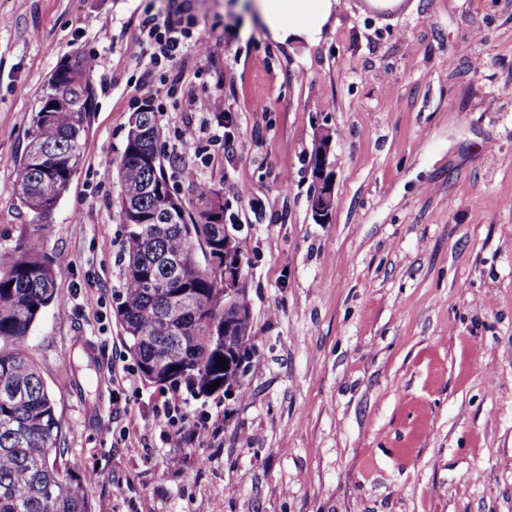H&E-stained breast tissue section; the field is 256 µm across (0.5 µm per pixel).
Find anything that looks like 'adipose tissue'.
Listing matches in <instances>:
<instances>
[{
	"instance_id": "adipose-tissue-1",
	"label": "adipose tissue",
	"mask_w": 512,
	"mask_h": 512,
	"mask_svg": "<svg viewBox=\"0 0 512 512\" xmlns=\"http://www.w3.org/2000/svg\"><path fill=\"white\" fill-rule=\"evenodd\" d=\"M340 6V0H255V8L279 41L313 42Z\"/></svg>"
}]
</instances>
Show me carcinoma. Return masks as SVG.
I'll list each match as a JSON object with an SVG mask.
<instances>
[{
  "instance_id": "cac0c4a2",
  "label": "carcinoma",
  "mask_w": 512,
  "mask_h": 512,
  "mask_svg": "<svg viewBox=\"0 0 512 512\" xmlns=\"http://www.w3.org/2000/svg\"><path fill=\"white\" fill-rule=\"evenodd\" d=\"M60 65L67 77L48 84L41 98L14 184L20 205L38 221L56 209L77 170L87 103L94 97L85 57L76 54ZM59 92L72 97L75 108L42 111ZM159 137L153 110L132 113L115 169L126 234L117 315L148 384L206 398L224 391V379L235 377L239 360L255 351L251 309L244 294L224 309L218 302L221 283L196 261L199 250L224 261L221 192L202 190L201 207L189 211L165 177ZM167 203L179 208L177 223H134L133 213L147 220ZM42 228L37 224L26 241L0 249V344H6L0 347V512H93L79 463H59L55 403L27 346L34 323L58 303L52 262L41 254ZM169 258L183 263L182 278L166 279ZM219 355L227 367L218 365ZM216 381L219 386L210 389Z\"/></svg>"
}]
</instances>
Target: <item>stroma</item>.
Segmentation results:
<instances>
[{"label": "stroma", "instance_id": "obj_1", "mask_svg": "<svg viewBox=\"0 0 512 512\" xmlns=\"http://www.w3.org/2000/svg\"><path fill=\"white\" fill-rule=\"evenodd\" d=\"M210 47L131 58L141 19ZM97 55L81 160L41 232L64 301L28 338L94 512H512V0H341L313 44H281L249 0H0V247L28 238L16 163L57 63ZM173 192L233 182L257 348L245 389L144 383L116 315V166L142 79ZM211 119L191 144L188 97ZM329 130L335 206L313 218L308 157ZM197 168L199 180L180 170ZM68 263H60V255ZM100 360L90 395L80 353ZM203 429L175 446L176 429Z\"/></svg>", "mask_w": 512, "mask_h": 512}]
</instances>
